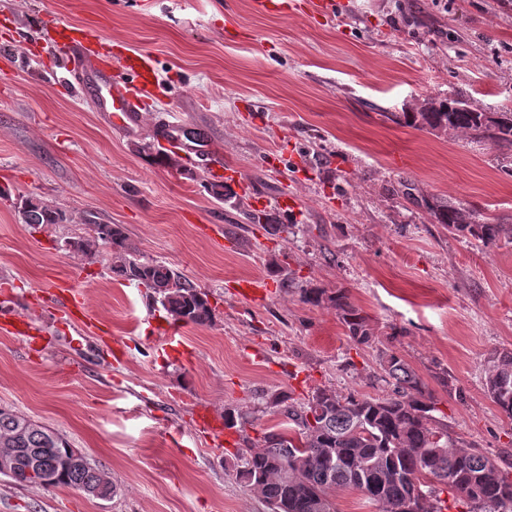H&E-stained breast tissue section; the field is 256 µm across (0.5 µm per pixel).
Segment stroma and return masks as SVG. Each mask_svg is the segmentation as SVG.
<instances>
[{
	"mask_svg": "<svg viewBox=\"0 0 512 512\" xmlns=\"http://www.w3.org/2000/svg\"><path fill=\"white\" fill-rule=\"evenodd\" d=\"M292 2L278 14L255 0H0V318L26 319L42 342L0 329V407L65 436L116 487L100 500L0 476V512H267L226 463L237 433L212 449L196 411H248L254 439L279 428L273 393L387 392L371 381L379 347L353 345L302 286L347 289L438 397L449 436L512 474V419L485 392L494 353L512 350V151L389 118L429 99L511 109L512 0H335L331 14ZM49 15L101 27L113 54L153 55L156 111L130 130L96 111L40 39ZM176 123L203 135L183 147L238 168L246 192L216 200L207 165L159 161ZM24 197L69 223H20ZM421 197L507 232L482 248ZM259 199L288 232L250 223ZM91 216L208 292L214 321L179 325L182 354L160 346L170 318L151 289L113 279L104 253L64 249ZM255 279L263 296L243 287ZM59 281L86 319L59 307Z\"/></svg>",
	"mask_w": 512,
	"mask_h": 512,
	"instance_id": "35a3bbf8",
	"label": "stroma"
}]
</instances>
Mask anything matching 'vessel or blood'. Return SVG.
Returning a JSON list of instances; mask_svg holds the SVG:
<instances>
[{
  "label": "vessel or blood",
  "instance_id": "b4317fda",
  "mask_svg": "<svg viewBox=\"0 0 512 512\" xmlns=\"http://www.w3.org/2000/svg\"><path fill=\"white\" fill-rule=\"evenodd\" d=\"M44 38L66 54L70 74L85 96L96 101L99 111L109 113L114 126L128 130L137 123L157 84L155 64L149 55L126 51L120 60H113L112 47L103 32L64 21H48ZM116 62L125 70L126 79L113 78L112 65Z\"/></svg>",
  "mask_w": 512,
  "mask_h": 512
}]
</instances>
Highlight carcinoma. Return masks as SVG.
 Returning a JSON list of instances; mask_svg holds the SVG:
<instances>
[{
    "mask_svg": "<svg viewBox=\"0 0 512 512\" xmlns=\"http://www.w3.org/2000/svg\"><path fill=\"white\" fill-rule=\"evenodd\" d=\"M482 117L467 100L450 98L405 119L422 129H460L512 147V112L495 113L490 124ZM427 208L449 233L485 247L496 244L505 231L504 225L475 220L446 200ZM17 210L23 224L68 222L65 212L33 197L21 200ZM249 217L270 235L289 228L267 223L263 212ZM87 226L88 236L75 238V249L92 256L105 247L113 277L152 289L173 321L196 326L213 322L207 294L166 263L141 260L122 225L89 218ZM299 295L305 304L330 303L354 344L370 347L379 342L371 317L347 290L329 294L321 288H301ZM378 366L374 380L390 387L383 396L326 388L300 401L286 392L275 394L269 405L284 418L288 431L266 432L255 440L243 437L242 446L230 454L236 480L260 497L270 512H336L333 496L338 490L360 493L378 512H405L412 499L417 512H448V495L461 512H512V478L479 449L452 444L448 424L435 416L438 400L413 367L389 348L379 350ZM485 388L499 410L512 418V351L493 362ZM3 448L11 449V457L0 460V475L17 486L68 488L92 498L97 490L115 489L90 459L75 461V449L59 433L0 408Z\"/></svg>",
    "mask_w": 512,
    "mask_h": 512,
    "instance_id": "1",
    "label": "carcinoma"
}]
</instances>
